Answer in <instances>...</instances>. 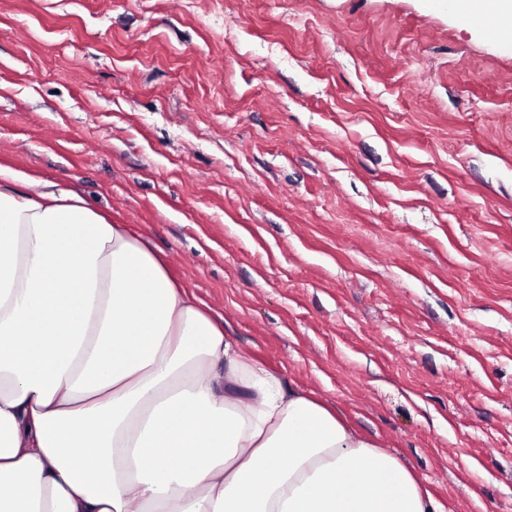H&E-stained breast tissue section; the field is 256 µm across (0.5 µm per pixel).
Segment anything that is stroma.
Masks as SVG:
<instances>
[{
  "label": "stroma",
  "mask_w": 512,
  "mask_h": 512,
  "mask_svg": "<svg viewBox=\"0 0 512 512\" xmlns=\"http://www.w3.org/2000/svg\"><path fill=\"white\" fill-rule=\"evenodd\" d=\"M0 164L445 512H512V42L431 0H0Z\"/></svg>",
  "instance_id": "obj_1"
}]
</instances>
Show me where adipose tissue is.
Listing matches in <instances>:
<instances>
[{
	"instance_id": "1",
	"label": "adipose tissue",
	"mask_w": 512,
	"mask_h": 512,
	"mask_svg": "<svg viewBox=\"0 0 512 512\" xmlns=\"http://www.w3.org/2000/svg\"><path fill=\"white\" fill-rule=\"evenodd\" d=\"M512 38V0H447ZM0 512H443L73 186L0 165Z\"/></svg>"
}]
</instances>
